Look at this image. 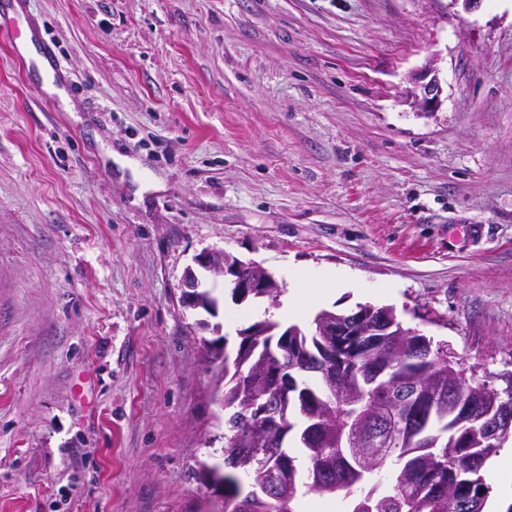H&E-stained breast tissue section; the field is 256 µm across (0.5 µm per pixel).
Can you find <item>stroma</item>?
Wrapping results in <instances>:
<instances>
[{"label": "stroma", "mask_w": 512, "mask_h": 512, "mask_svg": "<svg viewBox=\"0 0 512 512\" xmlns=\"http://www.w3.org/2000/svg\"><path fill=\"white\" fill-rule=\"evenodd\" d=\"M66 99L0 41V512H220L211 342L269 305L207 248L331 269L512 377V0H21ZM434 62L436 112L404 101ZM248 263V261L243 260ZM194 263L213 279H223L224 286L231 288V293L240 302L252 296H264L269 288L270 272L259 264L241 263L233 259L223 249H207L194 257ZM181 288H183L182 301L187 307L193 309L202 308L200 303L204 292V290L200 289L202 288V279L192 266L185 269Z\"/></svg>", "instance_id": "1"}]
</instances>
